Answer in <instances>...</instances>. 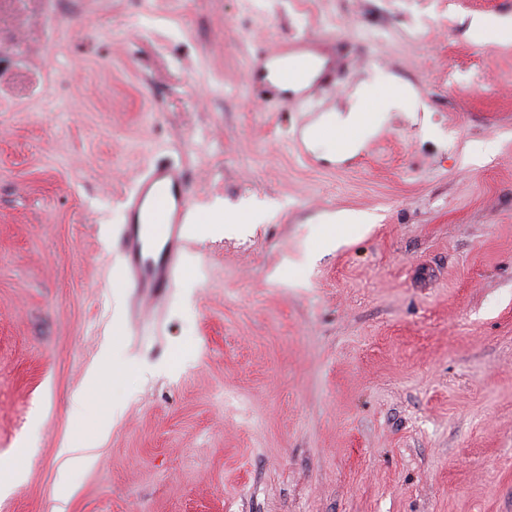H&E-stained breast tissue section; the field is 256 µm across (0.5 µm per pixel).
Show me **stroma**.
Masks as SVG:
<instances>
[{
	"mask_svg": "<svg viewBox=\"0 0 512 512\" xmlns=\"http://www.w3.org/2000/svg\"><path fill=\"white\" fill-rule=\"evenodd\" d=\"M477 16L512 0H0V512H512V43ZM293 36L346 43L335 81L256 97ZM156 164L194 212L137 320L119 201ZM339 212L371 222L314 254ZM472 26L478 34L491 33L503 43L512 42V21L490 22L479 20L474 22ZM404 99L401 88H391L377 98L363 96L349 112L344 120L345 134L340 138L342 146H348L352 141L369 132L382 113L390 112L401 104Z\"/></svg>",
	"mask_w": 512,
	"mask_h": 512,
	"instance_id": "stroma-1",
	"label": "stroma"
}]
</instances>
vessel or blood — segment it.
Listing matches in <instances>:
<instances>
[{"label":"vessel or blood","instance_id":"obj_1","mask_svg":"<svg viewBox=\"0 0 512 512\" xmlns=\"http://www.w3.org/2000/svg\"><path fill=\"white\" fill-rule=\"evenodd\" d=\"M263 63L287 60L284 82L310 83L335 66L334 56L320 58L305 37H291L272 53L259 51ZM127 224L121 234L124 279L133 299L162 296L180 269L183 226L192 208L185 174L169 164L144 172L134 190L122 200Z\"/></svg>","mask_w":512,"mask_h":512}]
</instances>
